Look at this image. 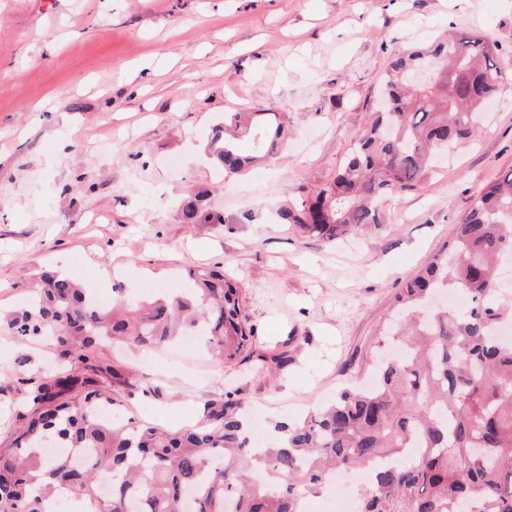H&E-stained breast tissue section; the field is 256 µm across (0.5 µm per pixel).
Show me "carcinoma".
<instances>
[{
  "label": "carcinoma",
  "mask_w": 512,
  "mask_h": 512,
  "mask_svg": "<svg viewBox=\"0 0 512 512\" xmlns=\"http://www.w3.org/2000/svg\"><path fill=\"white\" fill-rule=\"evenodd\" d=\"M497 52L473 33L394 55L385 110L331 182L280 211L283 222L325 242L383 223L387 196L415 189L437 152L475 135L482 106L506 84ZM431 63L432 81L411 85ZM283 137L278 112H226L213 144L224 173L238 174ZM243 139L255 155L240 152ZM182 214L188 224L224 223L197 194ZM503 256L512 257V170L475 192L443 250L396 296L395 319L378 335L399 347L377 363L374 385H348L327 408L274 424L268 448L249 445V415L229 392L206 401L196 424L169 428L125 416V398L94 378L118 374L106 358L115 342L151 350L190 329L222 363L237 360L253 331L233 277L192 269L186 293L120 295L99 310L72 278L43 273L27 308L0 326L49 341L62 369L18 378L24 423L0 444V512H46L61 487L93 512H302L336 470L365 468L359 512H512V343L499 339L512 325V290L494 271ZM443 292L462 294L464 305L429 308ZM416 439L422 451L410 456ZM49 445L86 458H47ZM103 470L112 473L108 496Z\"/></svg>",
  "instance_id": "carcinoma-1"
}]
</instances>
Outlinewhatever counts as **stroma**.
Returning <instances> with one entry per match:
<instances>
[{
  "mask_svg": "<svg viewBox=\"0 0 512 512\" xmlns=\"http://www.w3.org/2000/svg\"><path fill=\"white\" fill-rule=\"evenodd\" d=\"M474 31L512 57V0H0V311L23 310L47 269L132 298L141 281L171 294L221 265L241 284L250 354L220 367L203 348L159 351L149 367L116 349L127 416L192 423L221 390L270 424L324 405L368 376L405 280L512 169V72L478 138L389 197L386 223L327 244L277 211L336 175L394 53ZM262 109L282 113L287 139L225 175L214 122ZM198 190L223 223L183 221ZM55 362L0 334V442L23 411L18 377Z\"/></svg>",
  "mask_w": 512,
  "mask_h": 512,
  "instance_id": "stroma-1",
  "label": "stroma"
}]
</instances>
